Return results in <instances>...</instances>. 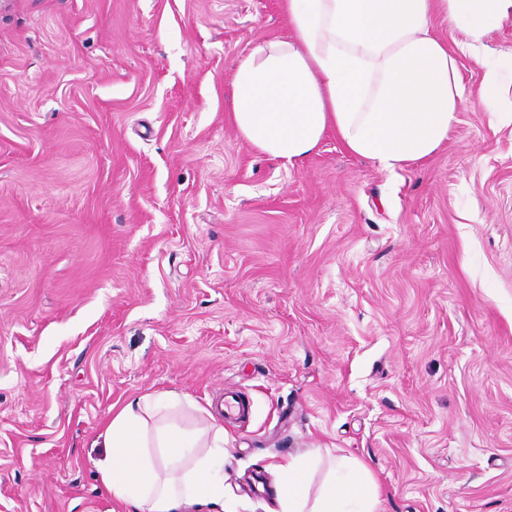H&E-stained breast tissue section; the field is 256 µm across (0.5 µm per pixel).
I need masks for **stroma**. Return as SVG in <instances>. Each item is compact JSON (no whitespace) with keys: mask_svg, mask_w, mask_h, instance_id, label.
<instances>
[{"mask_svg":"<svg viewBox=\"0 0 512 512\" xmlns=\"http://www.w3.org/2000/svg\"><path fill=\"white\" fill-rule=\"evenodd\" d=\"M431 31L467 98L434 155L330 132L290 166L230 119L280 0H0V512H133L95 467L113 404L228 388L241 512L317 450L378 512H512V123L478 100L512 13L482 55Z\"/></svg>","mask_w":512,"mask_h":512,"instance_id":"1","label":"stroma"}]
</instances>
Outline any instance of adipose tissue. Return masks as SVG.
Instances as JSON below:
<instances>
[{
	"label": "adipose tissue",
	"instance_id": "obj_1",
	"mask_svg": "<svg viewBox=\"0 0 512 512\" xmlns=\"http://www.w3.org/2000/svg\"><path fill=\"white\" fill-rule=\"evenodd\" d=\"M441 6L480 48L512 0H283L286 38L254 46L231 84V118L241 137L268 158L294 163L336 131L352 154L393 172L428 158L448 139L464 102L457 60L430 29ZM184 400L143 395L124 404L101 434L108 453L100 482L118 500L147 512H238L215 470L224 461V425L197 406L179 427ZM320 456L275 466L276 512H378L372 477L337 457L331 478L313 486Z\"/></svg>",
	"mask_w": 512,
	"mask_h": 512
}]
</instances>
